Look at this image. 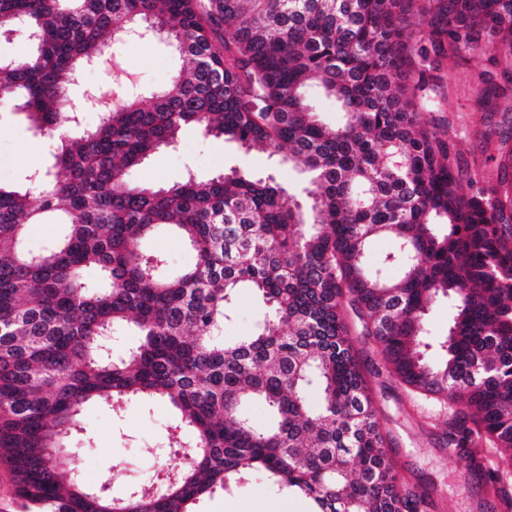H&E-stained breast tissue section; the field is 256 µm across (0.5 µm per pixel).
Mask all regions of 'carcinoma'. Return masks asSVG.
Masks as SVG:
<instances>
[{"mask_svg": "<svg viewBox=\"0 0 512 512\" xmlns=\"http://www.w3.org/2000/svg\"><path fill=\"white\" fill-rule=\"evenodd\" d=\"M0 29L34 47L0 59V103L53 146L19 175L24 192L0 186V457L19 512H192L254 478L310 512H420L357 337L448 406V454L512 512V138L499 136L497 177L484 181L468 175L453 124L419 118L439 111L450 56L486 60L477 109L512 101V0H0ZM131 31L188 65L117 104L73 95L78 73ZM313 85L343 124L319 117ZM188 126L281 157L306 199L241 169L130 182ZM47 219L60 237L30 250L25 225ZM162 227L194 250L192 267L172 274L163 254L140 252ZM376 236L396 248L370 266ZM244 289L269 314L228 342ZM441 299L448 331L429 342ZM108 336L134 343L113 359ZM158 400L172 410L167 449L188 431L191 455L123 496L85 486L69 447L84 405ZM254 402L270 414L262 428L245 415ZM491 448L502 454L489 461Z\"/></svg>", "mask_w": 512, "mask_h": 512, "instance_id": "obj_1", "label": "carcinoma"}]
</instances>
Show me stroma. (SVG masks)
<instances>
[{"mask_svg":"<svg viewBox=\"0 0 512 512\" xmlns=\"http://www.w3.org/2000/svg\"><path fill=\"white\" fill-rule=\"evenodd\" d=\"M114 53L123 70L138 84L154 88L167 83L184 63L182 57L163 40L146 45L116 47ZM478 59L446 60L448 85L441 93V104L455 123L459 149L466 159L483 161L486 177L496 174L495 162L480 136L492 126L512 133V105L500 111H477L473 101L478 89L471 80L481 68ZM48 140L30 130L23 116L11 108L0 109V186L19 189V174L36 169L47 160ZM232 168L259 176L274 175L294 194L304 185L277 157L242 151L236 143L185 130L176 147L154 153L132 172L134 180L167 184L186 174L208 178ZM267 308L249 291H242L230 320L224 323V337L233 341L249 335L263 321ZM359 360L373 390L380 422L387 435L395 468L422 493L423 512H501L498 500L484 485L483 478L468 468L465 459L449 455L446 447L448 408L421 396L410 394L390 374L388 366L371 346L358 344ZM170 408L156 402L149 407L130 403L122 415L106 406L86 407L81 431L72 441L78 448L89 478L112 476V493L120 496L131 488L151 481L168 459L160 454L165 445ZM272 502L287 504L289 512H305L307 504L296 496L256 484L240 486L229 494L215 493L201 499L197 512H225L235 504L241 512H266Z\"/></svg>","mask_w":512,"mask_h":512,"instance_id":"1","label":"stroma"}]
</instances>
